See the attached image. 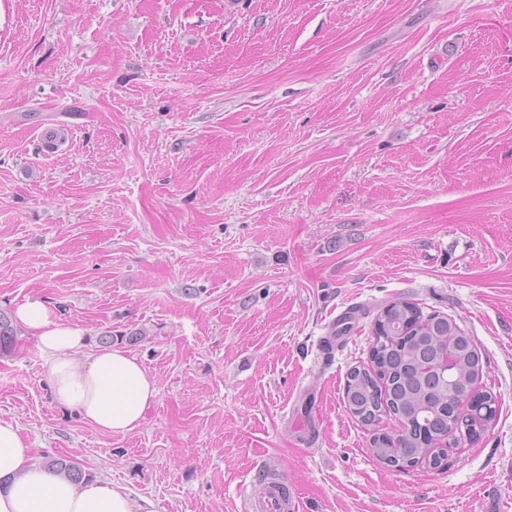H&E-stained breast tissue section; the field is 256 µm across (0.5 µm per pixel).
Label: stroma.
<instances>
[{
	"mask_svg": "<svg viewBox=\"0 0 512 512\" xmlns=\"http://www.w3.org/2000/svg\"><path fill=\"white\" fill-rule=\"evenodd\" d=\"M39 298L160 390L61 410L27 332L0 420L152 512H512V0H0V308ZM394 299L455 319L494 424L388 468L342 401ZM361 310L351 309L343 317H341L331 329L330 336L326 337L323 345L326 351L330 353L336 346L338 340H342L344 336H349L355 329V324L359 319ZM272 485L275 484H264L259 493H256L254 485H243L244 510L247 512H283L278 491Z\"/></svg>",
	"mask_w": 512,
	"mask_h": 512,
	"instance_id": "1",
	"label": "stroma"
}]
</instances>
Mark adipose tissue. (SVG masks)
Listing matches in <instances>:
<instances>
[{
  "label": "adipose tissue",
  "instance_id": "obj_1",
  "mask_svg": "<svg viewBox=\"0 0 512 512\" xmlns=\"http://www.w3.org/2000/svg\"><path fill=\"white\" fill-rule=\"evenodd\" d=\"M15 316L44 358L61 409L113 435L140 427L159 390L136 357L90 348L84 328L55 320L41 300L26 299ZM0 512H150V503L106 481L72 482L37 463L19 427L0 420Z\"/></svg>",
  "mask_w": 512,
  "mask_h": 512
}]
</instances>
